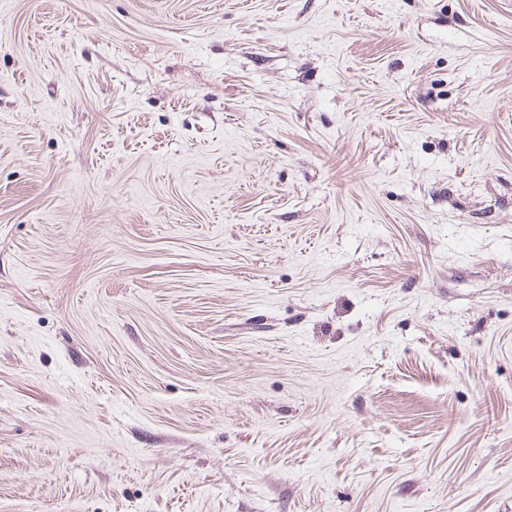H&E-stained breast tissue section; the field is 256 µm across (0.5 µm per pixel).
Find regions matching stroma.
Instances as JSON below:
<instances>
[{
  "label": "stroma",
  "instance_id": "stroma-1",
  "mask_svg": "<svg viewBox=\"0 0 512 512\" xmlns=\"http://www.w3.org/2000/svg\"><path fill=\"white\" fill-rule=\"evenodd\" d=\"M0 512H512V0H0Z\"/></svg>",
  "mask_w": 512,
  "mask_h": 512
}]
</instances>
